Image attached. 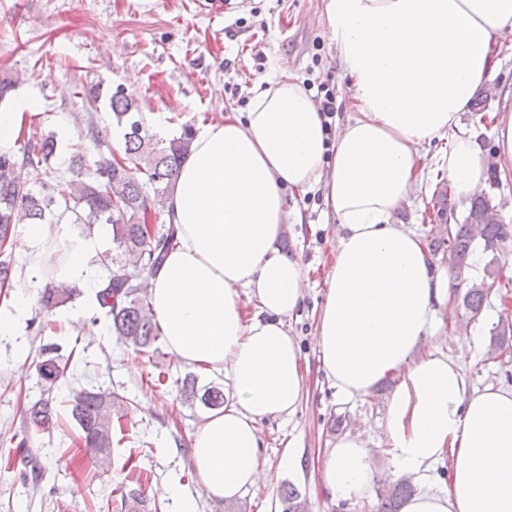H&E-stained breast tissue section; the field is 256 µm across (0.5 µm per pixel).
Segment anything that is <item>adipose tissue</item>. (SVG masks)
Returning a JSON list of instances; mask_svg holds the SVG:
<instances>
[{
	"mask_svg": "<svg viewBox=\"0 0 512 512\" xmlns=\"http://www.w3.org/2000/svg\"><path fill=\"white\" fill-rule=\"evenodd\" d=\"M324 10L353 108L336 142L287 75L246 115L196 127L166 204L173 244L145 273L169 353L230 380L224 407L193 435L192 466L219 499L270 478L256 423L293 416L308 394L288 332L307 275L280 247L302 216L285 195L320 188L339 224L315 327L321 368L343 402L399 374L383 421L388 454L417 479L448 464L447 489L416 493L401 512H512V388H471L448 353L422 349L448 310V271L393 221L418 186L423 143L447 141L441 161L459 197L483 184L487 159L460 115L497 65L512 0H325ZM104 238L64 237L60 280L94 284ZM372 475L359 432L337 439L319 472L332 498L351 503Z\"/></svg>",
	"mask_w": 512,
	"mask_h": 512,
	"instance_id": "1",
	"label": "adipose tissue"
}]
</instances>
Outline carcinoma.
I'll use <instances>...</instances> for the list:
<instances>
[{"label":"carcinoma","mask_w":512,"mask_h":512,"mask_svg":"<svg viewBox=\"0 0 512 512\" xmlns=\"http://www.w3.org/2000/svg\"><path fill=\"white\" fill-rule=\"evenodd\" d=\"M110 108L117 127L122 129V156L113 152L100 156L88 176L76 172L69 198L61 206L42 177V168L57 151L54 134L35 126L23 140L21 156L0 153V245L13 240L17 225L43 223L46 213L52 212L55 205L59 206L57 220L66 219L83 232L97 224L111 225L116 255L106 254L100 263L104 266L115 263L118 269L110 272L96 298L111 320L113 333L141 351L153 346L160 336L152 314L149 284L143 273L162 264L173 241L170 228L151 230L143 220L146 210L164 208L170 186L190 148L193 129L184 126L179 135L170 139L149 133L138 100L120 87L110 95ZM20 164L35 173L39 187L32 188L19 180L15 169ZM432 208L446 222L444 230L450 242L448 270L454 280L467 284L462 305L473 320L481 314L488 298L491 286L487 280H498L499 269L489 262L482 280L474 282L468 277L469 257L478 246L486 253L496 252L512 237V225L494 217L495 206L484 193L471 198L468 214L461 224L457 222L456 207L446 189L433 195ZM59 259L60 251L48 250L43 268L46 284L39 293V305L49 316L79 295L76 286L57 280ZM40 352L44 360L38 364V374L49 397L30 404L24 414L31 425L50 430L57 424L50 393L67 373L69 359L60 357L55 346H43ZM176 386L191 407L197 402L210 410L224 406V390L212 382L198 386V378L193 374L176 382ZM124 416L119 395L110 390L82 388L72 394L71 417L81 429L83 451L92 459L110 453L113 418ZM415 491L408 479L385 487L380 494L378 512H400L403 502ZM281 497L288 503L286 512H305V503L295 489L283 490ZM121 508L124 512H148L144 491L132 488L122 493Z\"/></svg>","instance_id":"cac0c4a2"}]
</instances>
